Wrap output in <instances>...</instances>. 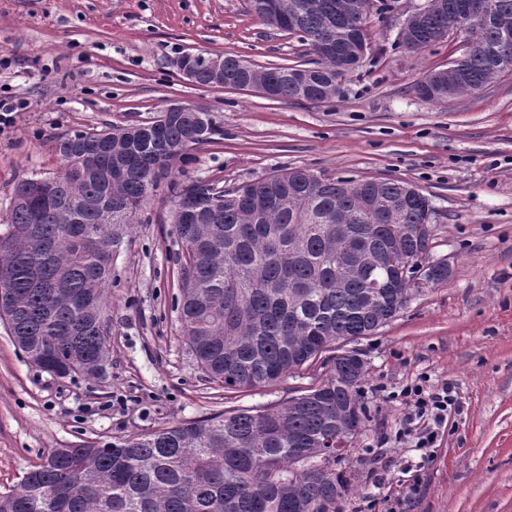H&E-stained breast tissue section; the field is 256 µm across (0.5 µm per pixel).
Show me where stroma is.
<instances>
[{"instance_id": "obj_1", "label": "stroma", "mask_w": 512, "mask_h": 512, "mask_svg": "<svg viewBox=\"0 0 512 512\" xmlns=\"http://www.w3.org/2000/svg\"><path fill=\"white\" fill-rule=\"evenodd\" d=\"M367 19L371 49L324 102L274 100L251 89L188 83L185 52L239 55L258 68L312 57L297 36L252 15L246 0H0V96L27 98L0 137V234L14 186L60 174L56 139L150 121L173 101L208 109L222 136L192 150L169 182L224 187L276 170L331 178L397 179L425 194L434 228L425 264L448 280L418 282L404 311L350 343L364 361L361 431L337 473L349 491L339 512H512V75L434 104L415 86L463 52L462 33L432 47L399 44L427 0H386ZM160 184L114 255L105 376L60 378L25 358L0 323V494L54 448L105 444L237 409H262L317 385L321 364L276 386L213 383L180 335V244L172 196ZM448 383L450 413L434 457L399 442L419 380ZM419 490L405 498L409 483Z\"/></svg>"}]
</instances>
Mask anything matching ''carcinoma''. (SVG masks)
Here are the masks:
<instances>
[{
  "instance_id": "carcinoma-1",
  "label": "carcinoma",
  "mask_w": 512,
  "mask_h": 512,
  "mask_svg": "<svg viewBox=\"0 0 512 512\" xmlns=\"http://www.w3.org/2000/svg\"><path fill=\"white\" fill-rule=\"evenodd\" d=\"M433 0L402 30L400 44L429 47L448 35V11ZM487 15L465 28L470 48L448 68L417 84L421 99L442 103L471 94L512 68V0H490ZM268 26L299 36L315 57L300 65L258 69L226 51L224 63L245 68L241 81L271 87L284 100L325 101L370 47L372 0H247ZM149 123L61 136L65 161L53 185L19 182L8 230L0 235V321L33 365L59 375L99 376L108 361L110 246L156 190L165 173L208 143L189 112H162ZM217 191L218 201L187 222L174 214L182 245L180 331L199 367L226 389L276 384L341 341L371 335L391 316L382 304L409 302L414 279L387 259L419 265L426 253L418 226L430 223L429 198L400 180L327 178L292 169L226 190L213 181L176 186ZM394 219L381 224V213ZM376 261L344 272L353 254ZM307 393L263 410H235L97 445L54 448L0 494V512H333L347 483L336 473L367 416L364 365L342 353ZM300 465L298 476L288 468Z\"/></svg>"
}]
</instances>
